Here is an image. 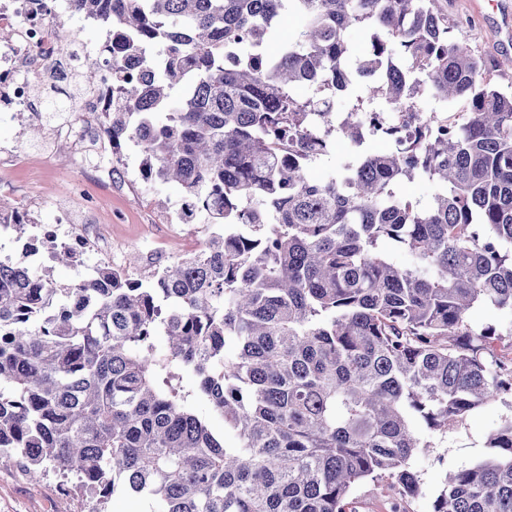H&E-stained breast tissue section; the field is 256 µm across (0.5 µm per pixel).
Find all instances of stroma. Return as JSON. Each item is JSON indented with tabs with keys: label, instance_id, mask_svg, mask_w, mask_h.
<instances>
[{
	"label": "stroma",
	"instance_id": "1",
	"mask_svg": "<svg viewBox=\"0 0 512 512\" xmlns=\"http://www.w3.org/2000/svg\"><path fill=\"white\" fill-rule=\"evenodd\" d=\"M435 6L447 14L451 37L468 44L483 61L485 82L512 92V70L499 66L512 56V0H436ZM6 145L21 146L30 161L0 183V200L9 204L15 196L37 191L38 223L55 224L56 209L66 201L72 185L86 183L88 191L99 196L100 205L88 221L110 223L111 241L84 253L85 265L111 261L115 246L144 257L156 251L166 259L181 253L182 241L168 221L172 207L181 201L179 189L170 185L159 192L146 187L138 175L141 157L137 153L127 152L126 173L113 176L106 186L86 181L83 170L57 165V157L64 153L58 143L1 119L0 146ZM510 414L512 398L498 400L473 411L448 434L430 435V449L411 461L421 477V490L403 501L404 512H433L445 474L487 458L490 433ZM396 496L390 480L361 482L352 490V508L354 512H390ZM91 508V501L82 494L65 493L55 473L34 481L17 465H0V512H90Z\"/></svg>",
	"mask_w": 512,
	"mask_h": 512
}]
</instances>
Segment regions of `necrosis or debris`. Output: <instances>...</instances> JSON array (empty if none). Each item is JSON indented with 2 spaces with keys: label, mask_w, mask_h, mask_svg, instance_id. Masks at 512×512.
<instances>
[{
  "label": "necrosis or debris",
  "mask_w": 512,
  "mask_h": 512,
  "mask_svg": "<svg viewBox=\"0 0 512 512\" xmlns=\"http://www.w3.org/2000/svg\"><path fill=\"white\" fill-rule=\"evenodd\" d=\"M78 12L76 0H0V111L10 112L18 124H26L44 96L35 81L39 75L59 84L78 76L89 88L67 123L51 130L52 136L69 142L67 164L71 167L82 164L90 144H97L107 154L112 151L106 123L112 108V69L104 65L87 71L81 65L84 59L103 56V46L78 41L65 54L58 48L62 23ZM36 205L34 198L23 197L12 213L0 217V222L31 223L36 252L44 259H51L61 248L81 258L91 243L109 234L104 224L84 230L69 208L60 209L54 226L34 223Z\"/></svg>",
  "instance_id": "necrosis-or-debris-1"
}]
</instances>
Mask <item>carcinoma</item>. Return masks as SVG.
I'll return each instance as SVG.
<instances>
[{"label":"carcinoma","instance_id":"1","mask_svg":"<svg viewBox=\"0 0 512 512\" xmlns=\"http://www.w3.org/2000/svg\"><path fill=\"white\" fill-rule=\"evenodd\" d=\"M80 2L119 38L112 144L138 146L143 180L177 185L210 234L198 255L67 286L31 243L0 260V464L73 476L91 512L115 494L157 512H352V488L384 477L416 495L410 461L431 444L415 421L446 434L512 398V352L469 318L512 319V93L483 83L436 0ZM285 15L297 32L274 47ZM147 47L163 71L124 74ZM65 95L45 96L48 118L70 115ZM425 95L467 99L469 120L423 111ZM338 138L354 156L313 177ZM416 179L435 187L425 204L400 193ZM488 447L433 512H512V415Z\"/></svg>","mask_w":512,"mask_h":512}]
</instances>
